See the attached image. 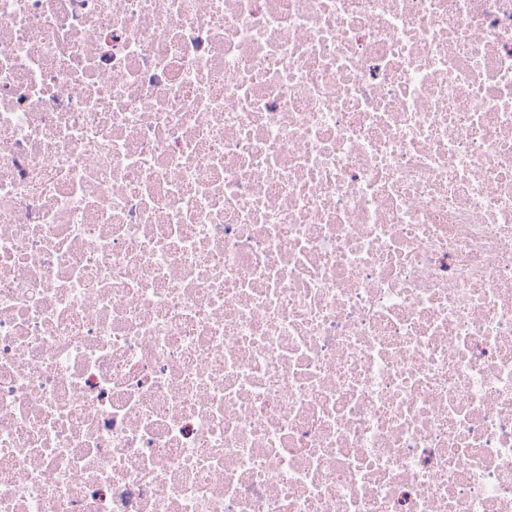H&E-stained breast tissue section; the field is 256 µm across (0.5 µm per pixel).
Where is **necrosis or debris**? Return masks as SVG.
Wrapping results in <instances>:
<instances>
[{
  "label": "necrosis or debris",
  "mask_w": 512,
  "mask_h": 512,
  "mask_svg": "<svg viewBox=\"0 0 512 512\" xmlns=\"http://www.w3.org/2000/svg\"><path fill=\"white\" fill-rule=\"evenodd\" d=\"M0 512H512V0H0Z\"/></svg>",
  "instance_id": "1"
}]
</instances>
